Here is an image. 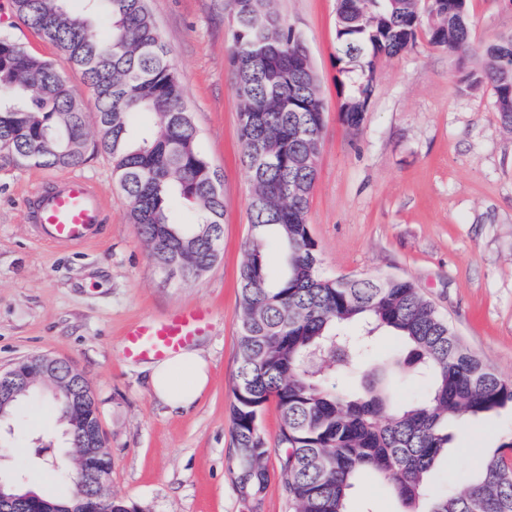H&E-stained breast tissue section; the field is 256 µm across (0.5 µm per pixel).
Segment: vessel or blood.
<instances>
[{"instance_id":"1","label":"vessel or blood","mask_w":512,"mask_h":512,"mask_svg":"<svg viewBox=\"0 0 512 512\" xmlns=\"http://www.w3.org/2000/svg\"><path fill=\"white\" fill-rule=\"evenodd\" d=\"M107 210L100 189L75 175L30 196L25 203L26 217L34 224L38 239L59 247H80L98 239ZM210 321L208 308L191 306L137 322L126 332L125 355L136 361L168 358L202 336Z\"/></svg>"}]
</instances>
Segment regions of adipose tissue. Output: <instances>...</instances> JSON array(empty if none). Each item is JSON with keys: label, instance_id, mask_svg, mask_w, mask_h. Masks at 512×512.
<instances>
[{"label": "adipose tissue", "instance_id": "obj_1", "mask_svg": "<svg viewBox=\"0 0 512 512\" xmlns=\"http://www.w3.org/2000/svg\"><path fill=\"white\" fill-rule=\"evenodd\" d=\"M142 369L154 398L172 412L194 405L210 380V363L203 350L195 346L168 359L144 363Z\"/></svg>", "mask_w": 512, "mask_h": 512}]
</instances>
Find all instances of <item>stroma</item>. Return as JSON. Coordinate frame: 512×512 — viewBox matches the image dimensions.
I'll return each mask as SVG.
<instances>
[{
	"label": "stroma",
	"mask_w": 512,
	"mask_h": 512,
	"mask_svg": "<svg viewBox=\"0 0 512 512\" xmlns=\"http://www.w3.org/2000/svg\"><path fill=\"white\" fill-rule=\"evenodd\" d=\"M195 126L199 149L220 176L224 232L218 261L183 279L157 264L128 216L98 146L94 96L80 72L70 82L86 109L88 144L77 175L109 203L97 242L42 244L23 217L26 198L63 177L60 169L0 166V370L35 355L80 372L98 404L112 458L106 496L139 512H294L279 478L280 413L268 402L261 424L272 448L259 502L239 495L227 468L239 332L238 267L248 238L251 185L241 164L239 100L229 47L230 0H147ZM336 0H276L274 8L304 42L324 103L325 123L307 220L319 270L329 278L390 275L411 282L485 367L512 380V129L488 87L465 89L462 76L479 50L512 34L507 0H469L473 52L432 46L425 35L395 57H380L358 129L340 114L346 79L336 61ZM203 305L212 328L197 344L211 363L210 383L175 414L152 396L139 362L124 354L127 329L181 306ZM23 428L0 459V476L24 489L68 496L54 467L66 444L47 433L55 403H24ZM512 412L454 433L430 476V492L471 475L497 445ZM351 512H400L392 488L362 473Z\"/></svg>",
	"instance_id": "obj_1"
}]
</instances>
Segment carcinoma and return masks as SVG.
<instances>
[{"mask_svg": "<svg viewBox=\"0 0 512 512\" xmlns=\"http://www.w3.org/2000/svg\"><path fill=\"white\" fill-rule=\"evenodd\" d=\"M65 0H12L24 26L52 42L56 61L0 37V163L68 169L85 161L86 123L68 71L94 93L99 147L112 160L137 233L161 266L176 260L196 278L218 260L224 201L219 180L198 148V134L146 0H88L74 14ZM426 19L416 0H337L338 61L349 64L340 111L362 121L376 61L396 56L420 28L450 52L471 46L467 0H430ZM230 46L242 164L252 184L249 234L238 269L239 358L231 409L235 479L241 495L267 483L268 447L261 414L276 401L282 448L279 477L296 512H349L358 475L387 481L407 512H512V430L485 454L475 476L429 497L428 474L448 449V425L512 408V381L487 370L407 280L327 278L319 273L307 222L317 176L324 112L305 69L299 35L273 0H232ZM470 89L490 87L501 122L512 126V36L483 52ZM183 200L202 215L178 224L168 214ZM282 251L283 269L269 274L264 250ZM390 329L408 346L407 379L421 385L396 405L388 386L366 376L358 392L340 394L333 381L372 354L375 332ZM35 385L5 407L16 417Z\"/></svg>", "mask_w": 512, "mask_h": 512, "instance_id": "obj_1", "label": "carcinoma"}]
</instances>
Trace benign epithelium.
Instances as JSON below:
<instances>
[{"mask_svg": "<svg viewBox=\"0 0 512 512\" xmlns=\"http://www.w3.org/2000/svg\"><path fill=\"white\" fill-rule=\"evenodd\" d=\"M59 361L48 356L23 360L14 367L0 371V412L10 403L17 391L28 388L40 377L58 373ZM70 385L69 400L76 406L87 400L82 386L83 378L75 371ZM74 434L82 440L80 464L76 474L78 493L71 502L54 504L33 493L7 494L0 481V512H112V500L105 498L104 485L112 472V458L104 451L106 441L102 433L100 418L76 416L73 421Z\"/></svg>", "mask_w": 512, "mask_h": 512, "instance_id": "benign-epithelium-1", "label": "benign epithelium"}]
</instances>
